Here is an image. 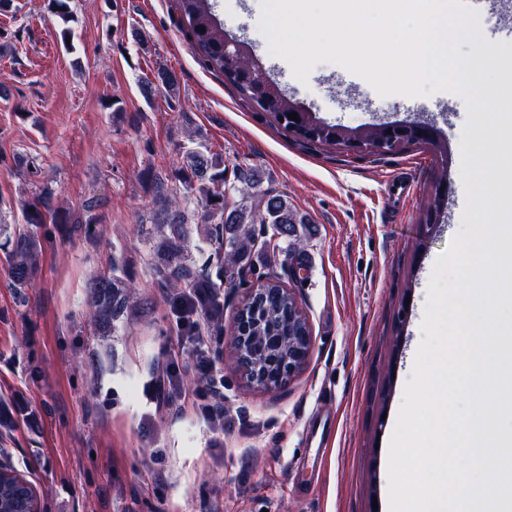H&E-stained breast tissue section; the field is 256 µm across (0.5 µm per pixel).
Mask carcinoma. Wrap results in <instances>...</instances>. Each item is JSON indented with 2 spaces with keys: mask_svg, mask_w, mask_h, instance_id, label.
<instances>
[{
  "mask_svg": "<svg viewBox=\"0 0 512 512\" xmlns=\"http://www.w3.org/2000/svg\"><path fill=\"white\" fill-rule=\"evenodd\" d=\"M178 7L203 62L221 71L224 80L241 95L267 113L275 123H280L281 114L291 103L282 91L274 88L259 67H254L252 77L243 74L248 54L240 42L224 35V27L213 13L211 0H178ZM179 85L175 72L159 68L153 78L141 82V92L147 99L159 92L176 98ZM293 135L312 144L342 143L346 139L344 134L334 132L309 139L299 129ZM174 179L182 186L181 195L170 194L163 186L158 188L156 195L154 220L160 233L155 243L158 257L156 274L166 287L179 290L174 305L177 313L183 315L182 322L187 330H192V316L201 313L222 331L224 302L221 301V285L213 281L209 268L193 272L189 266L192 258L185 245L186 210L191 208L196 213V231L211 247L210 258L205 263L216 260L217 278L229 288H239L246 283L248 276L256 270V258L267 269L276 265V258L270 257L258 245L263 233L255 228L257 224L266 225L272 234L288 240V267L294 274L300 272L304 258L297 225L308 223V219L293 209L284 195L258 190L260 178L251 169L240 173L237 180L256 193L244 192L233 204L225 205L224 161L202 145L186 151L185 160L175 170ZM22 214L25 224L16 228L4 244L9 283L16 289L31 285L40 251L34 229L44 224L70 222L69 216L56 206L50 191L26 204ZM127 287L129 284L119 275L115 264L110 274L99 275L92 280L90 315L100 328H112L123 314ZM263 287L267 288L266 298L259 303L250 323L251 335L260 337L257 349L260 354L264 350L263 336H304L310 330L303 315L288 321V303L294 293L284 289L278 276L266 274Z\"/></svg>",
  "mask_w": 512,
  "mask_h": 512,
  "instance_id": "carcinoma-1",
  "label": "carcinoma"
}]
</instances>
